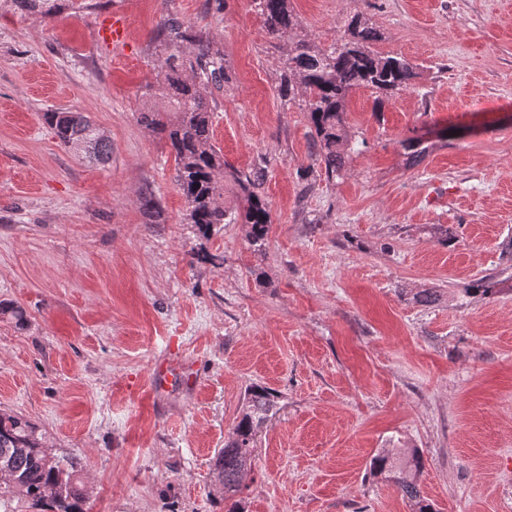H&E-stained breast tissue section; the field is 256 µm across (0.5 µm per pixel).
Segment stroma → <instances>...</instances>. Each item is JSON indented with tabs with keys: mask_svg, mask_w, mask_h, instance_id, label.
<instances>
[{
	"mask_svg": "<svg viewBox=\"0 0 512 512\" xmlns=\"http://www.w3.org/2000/svg\"><path fill=\"white\" fill-rule=\"evenodd\" d=\"M290 7L322 48L369 19L374 50L418 73L383 112L371 89L347 99L361 150L334 179L279 95L290 40L253 0L0 15V304L27 318L0 317V410L77 462L89 512H224L212 461L253 385L278 405L244 512H415L370 469L397 451L420 454L437 512H512V0ZM166 17L224 54L212 142L226 166L264 169L265 247L244 224H189L170 147L139 121ZM55 109L91 117L107 164L58 142ZM420 134L413 166L401 142ZM485 275L500 293L466 296ZM427 288L437 301L415 303ZM166 359L192 377L160 384Z\"/></svg>",
	"mask_w": 512,
	"mask_h": 512,
	"instance_id": "stroma-1",
	"label": "stroma"
}]
</instances>
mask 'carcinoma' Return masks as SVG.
<instances>
[{
  "label": "carcinoma",
  "mask_w": 512,
  "mask_h": 512,
  "mask_svg": "<svg viewBox=\"0 0 512 512\" xmlns=\"http://www.w3.org/2000/svg\"><path fill=\"white\" fill-rule=\"evenodd\" d=\"M268 33L279 39L295 26L297 19L288 0H254ZM63 8L62 0H0V11H15L40 18H53ZM164 48L156 63L157 95L170 105L166 112L147 107L139 120L166 135L174 156L177 183L189 207V221L200 233L208 234L215 224L241 222L249 226L253 246H265L270 211L261 188L262 174H229L241 187L245 206L228 218L224 210V159L212 143L211 111L205 94L224 90L228 76L224 54L175 17L163 21ZM378 33L369 20L355 15L347 24V37L328 50L311 40L292 42L287 69L281 74L279 93L292 102L302 98L308 112L314 156L324 164L327 178L341 174L345 160L341 147L347 142L343 108L348 96L360 87L375 90L373 111H383L385 100L409 89L416 78L405 58L381 56L372 49ZM43 118L60 144L77 156L98 163L111 158V143L81 112H46ZM409 158L417 162L426 153L422 140L409 137L401 142ZM494 277L477 280L466 293L489 298L498 291ZM277 395L271 389L253 386L246 406L232 429L224 450L214 461L216 495L230 500L240 491L244 474L253 461L256 431L274 413ZM371 470L389 473L401 490L415 502L417 512H434L423 498L418 477L423 460L413 452L402 460L387 454L371 460ZM16 502L40 512H87L86 491L76 464L51 452L37 427L30 421L0 413V504Z\"/></svg>",
  "instance_id": "carcinoma-1"
}]
</instances>
